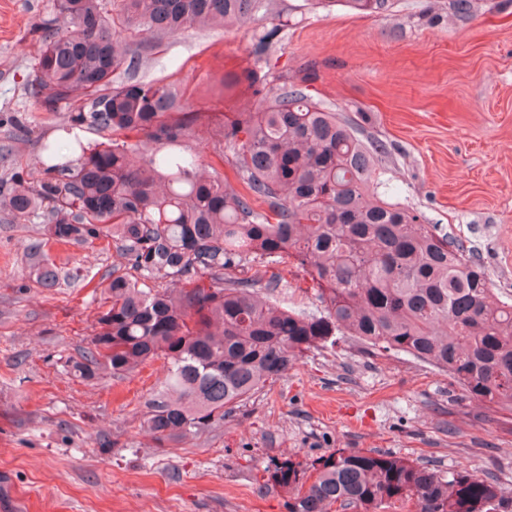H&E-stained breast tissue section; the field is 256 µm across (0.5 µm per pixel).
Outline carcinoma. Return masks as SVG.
<instances>
[{
  "mask_svg": "<svg viewBox=\"0 0 512 512\" xmlns=\"http://www.w3.org/2000/svg\"><path fill=\"white\" fill-rule=\"evenodd\" d=\"M270 0H56L35 28L33 102H62L77 156L43 146L47 176L0 179V210L42 225L27 247L45 288L102 293L97 327L70 370L122 379L156 359L162 388L143 427L168 448L222 424L306 351L352 336L381 354L405 353L448 374L471 397L512 415V301L494 298L485 269L421 216L375 191L381 143L367 144L339 113L296 85L272 87L253 112L222 126L233 176L181 150L193 119L173 84L114 75L138 49L190 28L232 24ZM379 13L390 0H346ZM249 68L224 86L252 87ZM104 241L121 257L99 280L49 258L53 245ZM270 264L297 265L317 284L319 314L281 306ZM179 282L174 294L164 287ZM289 491L288 512H512V490L467 471L441 474L377 450L337 448L311 463L266 469Z\"/></svg>",
  "mask_w": 512,
  "mask_h": 512,
  "instance_id": "1",
  "label": "carcinoma"
}]
</instances>
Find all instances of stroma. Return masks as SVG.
Segmentation results:
<instances>
[{"mask_svg": "<svg viewBox=\"0 0 512 512\" xmlns=\"http://www.w3.org/2000/svg\"><path fill=\"white\" fill-rule=\"evenodd\" d=\"M393 0L358 14L344 0H275L229 28L189 29L143 52L135 73L185 89L200 118L185 142L215 162L218 119L253 111L251 90L225 74L256 69L262 85L308 87L366 142L388 150L380 167L395 201L461 243L486 268L496 297L512 299V0ZM56 0H0V177L45 176L42 147L63 138L66 104L36 110L27 85L34 27ZM276 36L267 47L259 38ZM31 133L12 136L13 117ZM38 225L0 212V512H288L286 489L265 470L309 463L337 448L378 450L441 473L465 469L512 488V426L448 375L398 353L371 355L353 338L299 358L225 417L169 447L140 428L164 362L125 379L85 381L69 371L91 338L97 304L77 285L45 288L28 273ZM57 266L99 277L118 256L100 246L52 247ZM283 306L319 312L314 285L277 266Z\"/></svg>", "mask_w": 512, "mask_h": 512, "instance_id": "35a3bbf8", "label": "stroma"}]
</instances>
